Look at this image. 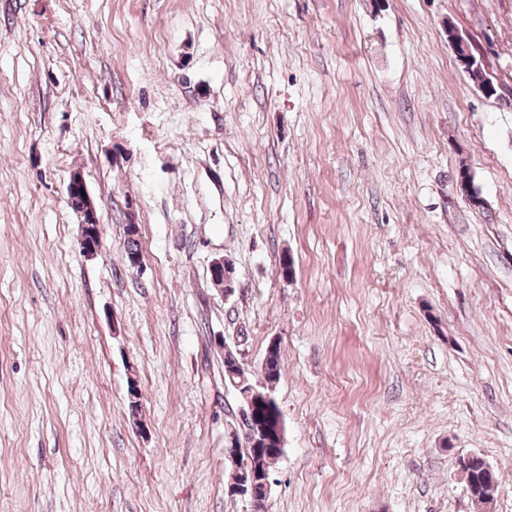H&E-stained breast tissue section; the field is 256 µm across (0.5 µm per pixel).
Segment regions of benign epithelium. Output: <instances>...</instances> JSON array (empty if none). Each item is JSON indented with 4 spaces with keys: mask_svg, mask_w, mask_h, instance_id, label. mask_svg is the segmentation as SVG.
I'll return each mask as SVG.
<instances>
[{
    "mask_svg": "<svg viewBox=\"0 0 512 512\" xmlns=\"http://www.w3.org/2000/svg\"><path fill=\"white\" fill-rule=\"evenodd\" d=\"M450 42L457 62L466 67L474 58L470 42L456 31L448 33ZM86 189L82 175L78 172L71 173L66 186V200L69 207L79 216L81 231L78 238L80 254L85 257H92L103 249V240L99 233V217L95 204L90 195H81ZM224 259L219 258L213 261L210 273L213 285L218 288L224 297L233 293V288L224 281ZM224 356L234 361V368L227 370L229 385L238 393L239 405L237 408L240 429L232 430L229 433L224 448L225 458L231 461L234 467V479L228 485V492L249 500L251 506H267L271 493L270 476L260 473L256 458L247 454L240 448L241 439L248 438V419L251 418L253 396L258 389L250 383L249 370L241 358L237 348L229 343H224ZM129 400L132 422L134 426L144 432L146 425L143 419V404L135 381H130ZM482 469L485 474L487 508H492L498 495V481L492 466L481 460Z\"/></svg>",
    "mask_w": 512,
    "mask_h": 512,
    "instance_id": "benign-epithelium-1",
    "label": "benign epithelium"
}]
</instances>
